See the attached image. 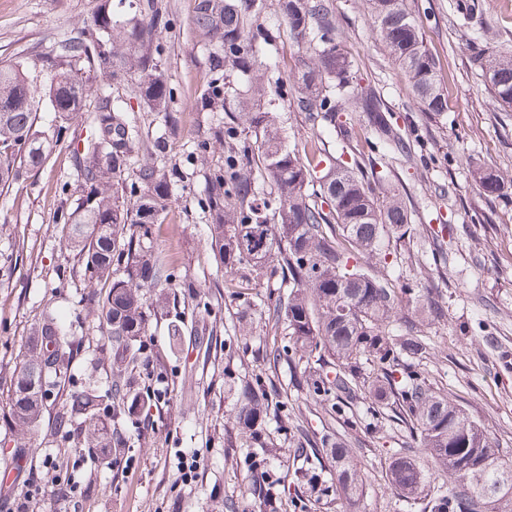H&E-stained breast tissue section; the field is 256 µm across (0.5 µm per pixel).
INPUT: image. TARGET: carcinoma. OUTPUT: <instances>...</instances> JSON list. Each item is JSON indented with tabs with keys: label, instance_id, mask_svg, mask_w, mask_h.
<instances>
[{
	"label": "carcinoma",
	"instance_id": "1",
	"mask_svg": "<svg viewBox=\"0 0 512 512\" xmlns=\"http://www.w3.org/2000/svg\"><path fill=\"white\" fill-rule=\"evenodd\" d=\"M288 39L298 49L299 65L285 88L274 81L275 96L251 82L258 66L255 44H269L276 33L264 25L265 0H196L192 30L207 50V81L195 105L199 112H222L224 123L210 128L196 157L203 178L201 204L208 213V240L216 266L258 271L281 270L280 290L267 306L266 331L273 346L266 354L272 376L281 371L283 342L292 344L289 384L308 387L317 396L341 393L350 400L370 386L377 399H394L408 418L411 432L432 467L448 475L451 489L425 505L430 512H501L512 504V458L494 448L485 429L457 404L414 372L395 379L394 369L375 375L360 370V358L397 362L386 327L398 309L395 291L370 275L360 262L377 253L385 234L401 232L408 215L396 200H379L342 156L316 143L289 144L275 100L288 97L306 121L336 131L339 114L350 103L365 113L380 142L405 147L400 128L374 94L355 92L353 62L343 41L331 0H278ZM373 25L407 78L424 111L448 110V96L433 55L407 10L405 0H369ZM167 24L158 0H139L125 20L100 4L93 27L62 41L45 85L58 125H37L38 77L19 61L0 62V188H9L21 169L40 168L71 122L79 119L92 94L78 74L81 62L113 82L134 75V93L149 112L163 114L164 132L146 148L166 157L173 151L178 120L170 112L173 92L159 68L160 28ZM331 37L327 44L325 37ZM476 61L491 99L512 107V55L478 49ZM139 131L119 101L98 98L74 158L80 173L77 188H61L67 206L57 210L62 238L75 251L88 300L112 339V402L88 386L68 394L66 411L51 421L54 428L80 434L89 458L116 460L131 434L127 424L144 406L142 377H161L166 360L176 355L188 332L185 320L167 324L168 348L146 352L150 315L145 289H158L155 307L165 308L176 280L166 256L149 238V226L168 213L182 169L136 163ZM137 164L143 193L127 195L124 172ZM483 194L501 188L497 175L477 171ZM81 343L48 315L30 328L7 386L5 418L22 431L39 427L47 399L65 383ZM338 367L329 377L328 365ZM243 403L232 419L240 439L257 442L271 421H288V403L269 402L267 392L242 390ZM310 451L325 456L336 472L335 492L349 502L363 496L361 470L350 449L340 445ZM429 474L415 459L395 458L388 483L406 498H423ZM250 494L261 512H279L283 496L271 492L265 475L255 469Z\"/></svg>",
	"mask_w": 512,
	"mask_h": 512
}]
</instances>
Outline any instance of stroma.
<instances>
[{
  "mask_svg": "<svg viewBox=\"0 0 512 512\" xmlns=\"http://www.w3.org/2000/svg\"><path fill=\"white\" fill-rule=\"evenodd\" d=\"M101 0H0V61L22 58L47 82L56 43L86 31ZM169 16L160 36V68L174 89L170 108L181 132L170 163L185 166L168 216L152 225L151 239L177 266L175 302L151 317L154 344L167 341L174 315L191 312L197 330L181 353L170 358L159 397L138 416L139 434L126 451V467L87 458L80 436L42 428L23 435L0 418V448L20 457L13 484L0 485V512H12L19 494H32L33 512H258L248 490L246 450L234 446L229 420L237 391L266 377L267 334L262 318L280 273L256 277L216 267L207 244V220L199 204L203 179L186 163L194 146L224 118L199 112L194 99L209 74L205 52L190 26L195 0H162ZM337 25L351 54L359 87L379 95L410 146L381 147L359 112H347L346 134H319L289 101L277 113L289 142L322 139L326 149L357 161L374 194L396 197L410 217L403 237L386 238L370 261L375 276L400 300L390 342L415 334L425 353L410 359L412 371L460 404L485 428L495 448L512 456V108L492 101L474 63L473 43L512 50V0H406L448 89V110H420L403 74L380 41L368 0H332ZM472 8L461 24L459 8ZM82 76L98 91L120 97L129 118L150 141L164 129L162 115L147 111L129 84H111L86 69ZM78 121L53 149L38 173L20 175L0 194V378L10 377L31 326L46 313L64 322L81 343L65 389L47 402L49 415L62 412L68 392L94 385L112 392L111 338L100 327L85 284L73 271V251L59 238L53 214L59 188L75 183L74 151L86 133ZM375 167H368L369 158ZM498 176L504 188L479 192L477 169ZM196 287L184 300V284ZM288 387L290 415L284 430L270 431L278 445L266 469L272 491H282L305 464L306 438L346 444L365 473L364 495L349 503L333 500L328 512H422V503L391 490L386 473L393 457L425 456L391 400L362 394L350 404ZM190 479H183V469ZM68 499L57 502L58 482Z\"/></svg>",
  "mask_w": 512,
  "mask_h": 512,
  "instance_id": "obj_1",
  "label": "stroma"
}]
</instances>
